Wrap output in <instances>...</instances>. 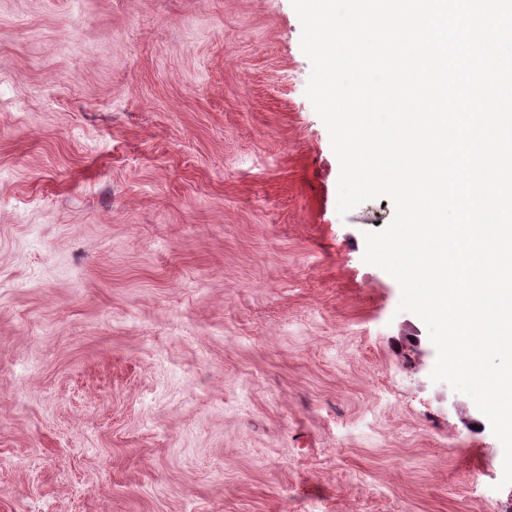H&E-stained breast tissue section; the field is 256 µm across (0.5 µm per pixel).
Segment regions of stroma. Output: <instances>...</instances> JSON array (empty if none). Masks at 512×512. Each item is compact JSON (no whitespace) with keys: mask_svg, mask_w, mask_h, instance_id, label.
Segmentation results:
<instances>
[{"mask_svg":"<svg viewBox=\"0 0 512 512\" xmlns=\"http://www.w3.org/2000/svg\"><path fill=\"white\" fill-rule=\"evenodd\" d=\"M291 0H0V512H512L337 213Z\"/></svg>","mask_w":512,"mask_h":512,"instance_id":"35a3bbf8","label":"stroma"}]
</instances>
